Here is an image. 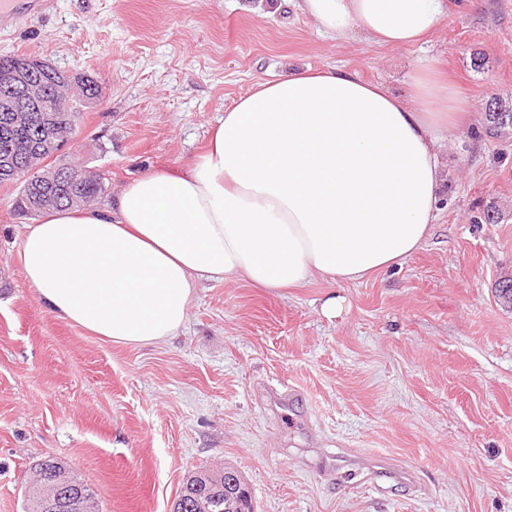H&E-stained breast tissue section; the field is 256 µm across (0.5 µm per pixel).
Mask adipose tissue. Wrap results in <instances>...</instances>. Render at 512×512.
<instances>
[{
	"label": "adipose tissue",
	"mask_w": 512,
	"mask_h": 512,
	"mask_svg": "<svg viewBox=\"0 0 512 512\" xmlns=\"http://www.w3.org/2000/svg\"><path fill=\"white\" fill-rule=\"evenodd\" d=\"M328 36L423 42L448 0H291ZM463 109L434 63L396 94L342 67L258 80L180 173L150 171L104 207L49 209L22 240L58 318L117 344L168 343L201 280L343 285L402 264L431 235Z\"/></svg>",
	"instance_id": "1"
}]
</instances>
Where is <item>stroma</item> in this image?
Instances as JSON below:
<instances>
[{
  "mask_svg": "<svg viewBox=\"0 0 512 512\" xmlns=\"http://www.w3.org/2000/svg\"><path fill=\"white\" fill-rule=\"evenodd\" d=\"M13 53L98 81L60 160L105 172L110 199L191 166L225 109L291 69L342 66L403 93L429 59L468 115L445 144L432 235L402 265L340 287L202 283L160 346L46 311L24 275L16 188L0 186V512H22L48 456L101 512H169L216 466L241 475L255 512H512V307L494 290L512 275V129L490 134L487 114L492 92L512 109V0H450L415 47L326 37L284 0H56L0 31ZM323 456L344 480L319 475ZM379 462L414 473L415 491L378 492Z\"/></svg>",
  "mask_w": 512,
  "mask_h": 512,
  "instance_id": "1",
  "label": "stroma"
}]
</instances>
